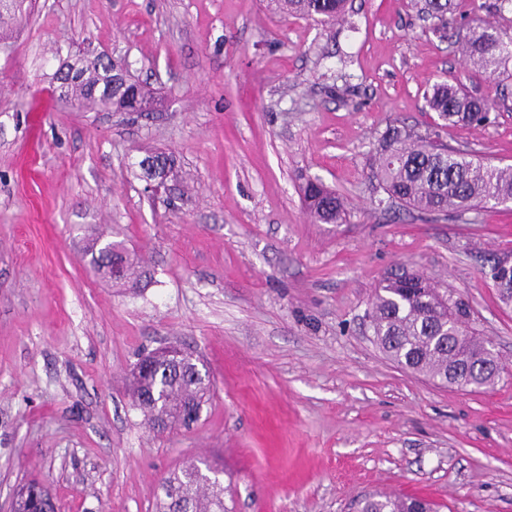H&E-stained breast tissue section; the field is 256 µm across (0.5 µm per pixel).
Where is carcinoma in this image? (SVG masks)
Wrapping results in <instances>:
<instances>
[{
  "mask_svg": "<svg viewBox=\"0 0 512 512\" xmlns=\"http://www.w3.org/2000/svg\"><path fill=\"white\" fill-rule=\"evenodd\" d=\"M291 15L334 22L345 13V0H278ZM475 64L495 69L512 59V38L490 24H478L469 36L458 40ZM108 77L87 68L84 78L73 83L60 99L82 100L105 108L103 91ZM429 108L450 124L481 125L488 120L489 104L466 93L453 83L434 86ZM155 99L129 79L124 89L112 90L115 112H151ZM381 188L402 206L429 213L473 211L512 202V166H497L468 147L435 145L423 137L412 138L394 128L383 139L375 156ZM310 221L315 224H344L349 216L347 201L320 180H307L302 187ZM135 259L127 258L122 270L92 267L114 282L134 278ZM373 341L397 365L440 385L475 392L495 385L500 379V361L491 341L480 338L469 325V306L448 290L440 291L426 275L417 278L392 273L375 289L369 309ZM195 363L177 364L159 360L147 373L132 375L130 392L150 428L165 416L171 427L188 426L199 419L211 393V381L187 377ZM224 484L206 480L199 466L187 464L171 473L161 484L157 512H232L226 505ZM44 487L37 481L27 486L23 512H41ZM360 512H438V506L421 498H391L378 493L366 496Z\"/></svg>",
  "mask_w": 512,
  "mask_h": 512,
  "instance_id": "carcinoma-1",
  "label": "carcinoma"
}]
</instances>
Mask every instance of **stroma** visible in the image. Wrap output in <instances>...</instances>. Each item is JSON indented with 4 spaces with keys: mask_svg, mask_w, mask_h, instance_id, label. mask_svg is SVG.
Instances as JSON below:
<instances>
[{
    "mask_svg": "<svg viewBox=\"0 0 512 512\" xmlns=\"http://www.w3.org/2000/svg\"><path fill=\"white\" fill-rule=\"evenodd\" d=\"M347 0L329 26L274 0H26L0 18V505L44 483L56 512H155L160 483L203 460L234 512H359L374 492L441 512H512V307L483 270L512 257V204L429 214L391 203L374 157L390 127L512 165V61L483 69L452 34L512 33V0ZM106 52L154 88L152 112L59 100V50ZM458 80L482 127L426 102ZM177 160L151 195L139 163ZM353 210L311 223L305 178ZM147 272L94 275L93 239ZM417 270L469 303L504 372L464 393L389 361L367 304ZM203 360L212 396L188 429L154 432L127 391L169 345Z\"/></svg>",
    "mask_w": 512,
    "mask_h": 512,
    "instance_id": "stroma-1",
    "label": "stroma"
}]
</instances>
